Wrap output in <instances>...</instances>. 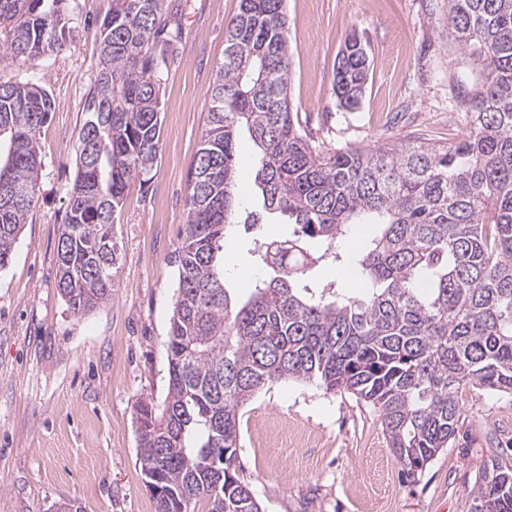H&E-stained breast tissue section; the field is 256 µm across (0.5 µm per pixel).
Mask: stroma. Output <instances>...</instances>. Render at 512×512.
<instances>
[{"label": "stroma", "mask_w": 512, "mask_h": 512, "mask_svg": "<svg viewBox=\"0 0 512 512\" xmlns=\"http://www.w3.org/2000/svg\"><path fill=\"white\" fill-rule=\"evenodd\" d=\"M239 0H182L181 31L160 87L161 139L148 184L132 182L114 231L121 248L111 300L73 313L56 288V255L87 118L86 94L112 0H69L70 48L0 81L27 80L53 100L36 133L38 201L0 270V512H155L137 462L140 400L163 403L166 344L177 293L173 262L186 220V182L200 147L224 33ZM290 100L317 150L371 149L408 138L445 145L467 128L454 96L478 73L448 31V0H285ZM368 47L357 109L333 93L336 57L350 33ZM372 225L337 242L340 259L308 278L358 294V259ZM226 285L246 297L262 269L253 234L233 230ZM459 432L415 480H406L379 412L318 382H281L241 410L236 473L263 512H473L499 440L512 438V398L476 385L459 393Z\"/></svg>", "instance_id": "stroma-1"}]
</instances>
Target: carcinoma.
Listing matches in <instances>:
<instances>
[{"instance_id": "cac0c4a2", "label": "carcinoma", "mask_w": 512, "mask_h": 512, "mask_svg": "<svg viewBox=\"0 0 512 512\" xmlns=\"http://www.w3.org/2000/svg\"><path fill=\"white\" fill-rule=\"evenodd\" d=\"M285 0H240L225 28L224 60L186 186L174 251L177 295L167 342L163 405L136 406L138 465L160 484L156 512H262L236 475L239 412L281 381L320 382L378 408L405 478L458 432L469 383L512 396V0H448V30L479 69L458 101V142H400L373 150H316L294 117ZM66 0H0V62L25 66L65 52ZM181 0H112L101 24L96 75L77 139L78 173L57 249V288L81 313L112 296L119 253L115 218L129 185L155 167L161 137V66L181 39ZM368 55L360 36L337 56L339 104L360 103ZM49 93L0 82V269L36 204L37 130ZM258 150L260 210L239 201L237 136ZM281 217L295 225L276 247L256 248L265 278L244 301L225 287L224 241L243 225ZM349 224L377 226L359 259L360 296L302 285L338 260ZM321 244L318 255L310 245ZM474 512H512V458L491 461Z\"/></svg>"}]
</instances>
